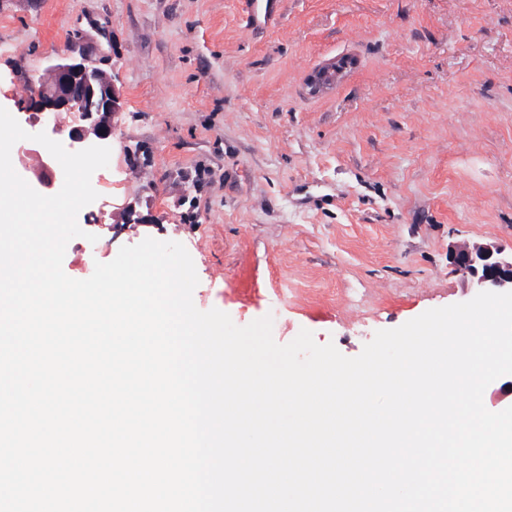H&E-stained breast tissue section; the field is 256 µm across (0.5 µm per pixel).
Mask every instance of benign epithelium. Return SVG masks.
<instances>
[{
	"label": "benign epithelium",
	"mask_w": 512,
	"mask_h": 512,
	"mask_svg": "<svg viewBox=\"0 0 512 512\" xmlns=\"http://www.w3.org/2000/svg\"><path fill=\"white\" fill-rule=\"evenodd\" d=\"M53 80L35 85V101L30 110L42 115L45 123L58 122L74 115L68 130L70 145L86 147L109 142L114 137V119L122 111L114 81L92 64L87 54L65 56L52 65ZM47 190L55 185L52 158L46 157L35 174ZM448 259L453 269L462 272L476 291H512V250L500 244L460 243L452 246Z\"/></svg>",
	"instance_id": "1"
}]
</instances>
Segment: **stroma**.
Returning a JSON list of instances; mask_svg holds the SVG:
<instances>
[{
    "label": "stroma",
    "mask_w": 512,
    "mask_h": 512,
    "mask_svg": "<svg viewBox=\"0 0 512 512\" xmlns=\"http://www.w3.org/2000/svg\"><path fill=\"white\" fill-rule=\"evenodd\" d=\"M0 0V107L88 51L123 102L63 270L151 237L190 254L202 311H278L358 356L472 299L448 249L512 244V0ZM96 242H89V235Z\"/></svg>",
    "instance_id": "obj_1"
}]
</instances>
